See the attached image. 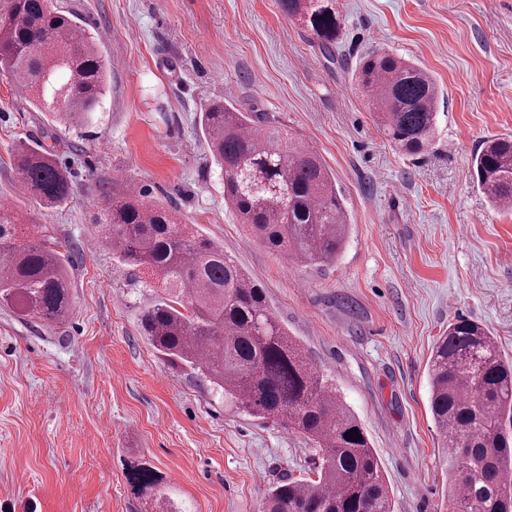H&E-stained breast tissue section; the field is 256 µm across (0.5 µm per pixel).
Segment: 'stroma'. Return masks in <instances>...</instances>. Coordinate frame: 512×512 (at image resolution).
<instances>
[{
    "label": "stroma",
    "mask_w": 512,
    "mask_h": 512,
    "mask_svg": "<svg viewBox=\"0 0 512 512\" xmlns=\"http://www.w3.org/2000/svg\"><path fill=\"white\" fill-rule=\"evenodd\" d=\"M337 2L341 65L277 0H57L110 64L82 126L48 121L35 91L0 70V199L66 253L73 297L57 324L0 307V512H152L126 479L137 457L175 475L198 512H262L270 485L319 469L304 435L228 407L147 343L152 278L120 263L95 221L125 185L173 206L264 288L364 427L394 512H446L432 348L467 317L512 358V211L490 205L471 169L482 141L512 136V0ZM374 48L415 60L444 93L423 155L389 143L350 81ZM224 97L296 131L329 168L352 224L336 263L284 265L225 207L199 125ZM34 142L69 172L59 207L36 201L13 165Z\"/></svg>",
    "instance_id": "1"
}]
</instances>
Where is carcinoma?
I'll return each mask as SVG.
<instances>
[{"label": "carcinoma", "mask_w": 512, "mask_h": 512, "mask_svg": "<svg viewBox=\"0 0 512 512\" xmlns=\"http://www.w3.org/2000/svg\"><path fill=\"white\" fill-rule=\"evenodd\" d=\"M279 8L335 58L343 20L336 0H278ZM0 67L38 92L34 105L54 121L91 120L107 87L99 37L53 0H7L0 11ZM352 80L373 120L400 152L417 156L435 141L441 89L417 63L380 49L366 52ZM212 159L224 173V204L239 223L280 255L306 266L338 260L350 224L333 176L319 155L264 113L211 101L199 117ZM14 164L46 207L68 200L71 184L53 148L23 145ZM478 189L493 207L512 208V138L491 137L472 155ZM106 241L122 263L151 270L160 293L141 328L152 348L198 370L251 415L282 422L322 451L317 478L285 477L265 512H393L381 464L351 410L277 322L255 281L224 248L179 221L176 211L112 190L99 209ZM67 256L35 234L23 241L20 218L0 208V303L48 323L72 307ZM430 409L442 436L446 493L453 512H512V360L490 329L459 318L430 357ZM350 437H345V433ZM155 512H195L172 496L150 462L128 473Z\"/></svg>", "instance_id": "carcinoma-1"}]
</instances>
